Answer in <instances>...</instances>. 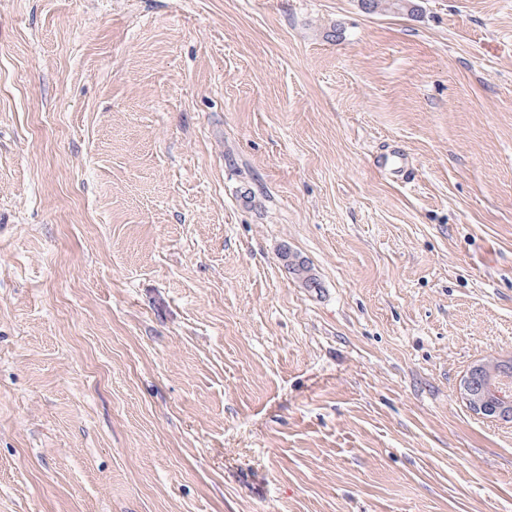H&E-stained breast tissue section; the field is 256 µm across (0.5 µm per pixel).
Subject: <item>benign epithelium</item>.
I'll return each mask as SVG.
<instances>
[{"label": "benign epithelium", "mask_w": 512, "mask_h": 512, "mask_svg": "<svg viewBox=\"0 0 512 512\" xmlns=\"http://www.w3.org/2000/svg\"><path fill=\"white\" fill-rule=\"evenodd\" d=\"M512 371V360L507 358L492 365L475 364L462 380L460 391L468 407L477 415H492L512 421V396L499 390L495 374Z\"/></svg>", "instance_id": "obj_1"}]
</instances>
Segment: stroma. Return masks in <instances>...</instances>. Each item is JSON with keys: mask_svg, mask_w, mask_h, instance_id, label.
<instances>
[{"mask_svg": "<svg viewBox=\"0 0 512 512\" xmlns=\"http://www.w3.org/2000/svg\"><path fill=\"white\" fill-rule=\"evenodd\" d=\"M415 4L0 0V512H512V0ZM511 358L503 359L492 365L475 364L462 380L460 391L468 407L478 415H492L504 421H512V392L504 394L499 390L496 380L491 374H507L510 372ZM483 379L481 386L475 381Z\"/></svg>", "mask_w": 512, "mask_h": 512, "instance_id": "35a3bbf8", "label": "stroma"}]
</instances>
